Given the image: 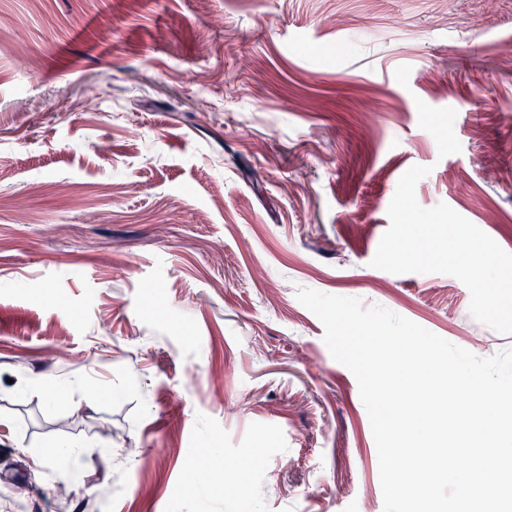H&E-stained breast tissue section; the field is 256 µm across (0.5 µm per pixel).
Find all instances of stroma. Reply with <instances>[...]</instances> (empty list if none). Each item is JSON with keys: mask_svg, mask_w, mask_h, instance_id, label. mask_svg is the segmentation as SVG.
I'll return each instance as SVG.
<instances>
[{"mask_svg": "<svg viewBox=\"0 0 512 512\" xmlns=\"http://www.w3.org/2000/svg\"><path fill=\"white\" fill-rule=\"evenodd\" d=\"M0 29V505L384 512L297 291L512 350L457 278L370 265L414 165L512 252V0H0Z\"/></svg>", "mask_w": 512, "mask_h": 512, "instance_id": "obj_1", "label": "stroma"}]
</instances>
